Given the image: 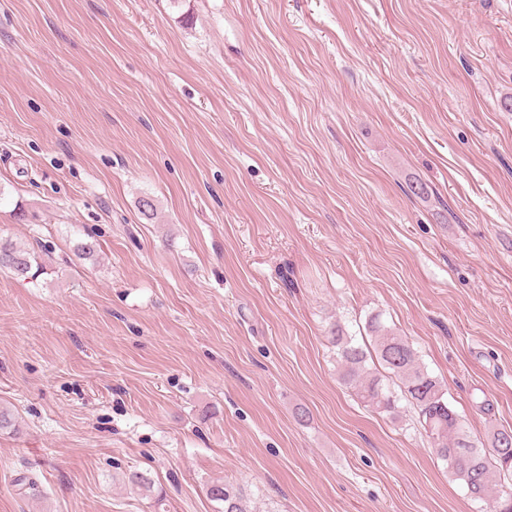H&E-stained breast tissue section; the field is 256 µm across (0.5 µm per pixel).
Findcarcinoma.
<instances>
[{
	"label": "carcinoma",
	"mask_w": 512,
	"mask_h": 512,
	"mask_svg": "<svg viewBox=\"0 0 512 512\" xmlns=\"http://www.w3.org/2000/svg\"><path fill=\"white\" fill-rule=\"evenodd\" d=\"M35 253L19 249L9 239H0V271L19 278H35ZM380 363L390 371L404 397L417 415V422L430 439L436 455L446 463L448 475L466 489L475 500L490 502L495 512H512V488L505 479L512 478V430L490 432L494 460H489L479 441L471 438L461 415L448 401L443 385L431 376L417 350L397 335L376 314L367 322ZM336 345L340 379L353 387L361 400L378 413L397 411V395L391 385L366 371V353L349 336L336 328L331 331ZM210 500L222 504L221 512H246L242 491L232 485L213 482L207 488Z\"/></svg>",
	"instance_id": "carcinoma-1"
}]
</instances>
